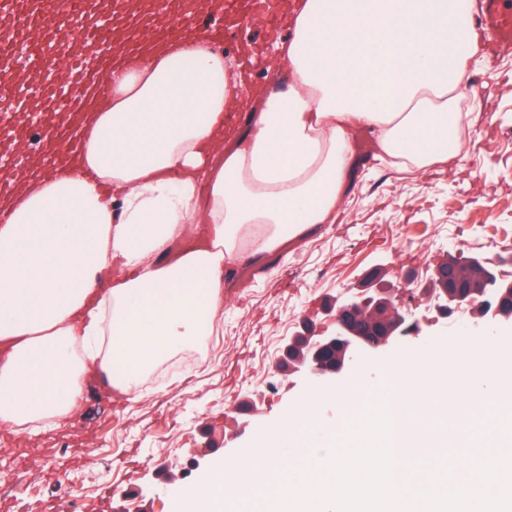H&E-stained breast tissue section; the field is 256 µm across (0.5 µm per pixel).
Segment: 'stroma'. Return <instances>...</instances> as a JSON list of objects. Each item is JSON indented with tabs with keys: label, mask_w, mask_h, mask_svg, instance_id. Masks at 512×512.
Returning <instances> with one entry per match:
<instances>
[{
	"label": "stroma",
	"mask_w": 512,
	"mask_h": 512,
	"mask_svg": "<svg viewBox=\"0 0 512 512\" xmlns=\"http://www.w3.org/2000/svg\"><path fill=\"white\" fill-rule=\"evenodd\" d=\"M272 33L240 26L233 44L250 46L244 88L261 102L282 72L260 67ZM479 118L465 140L467 151L453 165L402 171L376 157L368 132L358 130L352 147L360 172L336 223L313 237L289 244L287 254L263 267L242 265L224 275V320L208 341L203 364L176 368L165 363L148 377L137 403H117L100 390L94 375L83 380L82 408L55 428L37 424L34 434L0 435V512H108L117 495L121 512H175L176 497L199 484L210 467L259 447L284 413L310 393L324 400L317 419L339 426L344 413L335 396L346 381L317 385L290 382L275 368L282 344L302 321L328 333L332 321L323 305L349 288L403 290L402 301L420 327L407 339L411 351L447 349L458 342L456 318L475 325L470 310L459 317L435 308L431 278L449 258L482 256L512 281V55L494 74L485 64L469 67ZM243 401L254 405L255 427L225 422L224 409ZM214 442L209 468L192 465L206 442ZM38 469L12 488L21 460ZM71 495H64L61 479Z\"/></svg>",
	"instance_id": "stroma-1"
}]
</instances>
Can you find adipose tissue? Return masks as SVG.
<instances>
[{"label":"adipose tissue","mask_w":512,"mask_h":512,"mask_svg":"<svg viewBox=\"0 0 512 512\" xmlns=\"http://www.w3.org/2000/svg\"><path fill=\"white\" fill-rule=\"evenodd\" d=\"M459 0H292L263 106L195 27L152 40L72 113L75 163L24 183L0 224V430L53 423L87 372L127 402L205 343L224 268L262 265L333 223L370 131L403 169L457 157L476 39ZM245 120L226 131L229 109ZM232 147H225V140Z\"/></svg>","instance_id":"ef3b65f1"}]
</instances>
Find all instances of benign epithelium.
I'll use <instances>...</instances> for the list:
<instances>
[{
    "label": "benign epithelium",
    "mask_w": 512,
    "mask_h": 512,
    "mask_svg": "<svg viewBox=\"0 0 512 512\" xmlns=\"http://www.w3.org/2000/svg\"><path fill=\"white\" fill-rule=\"evenodd\" d=\"M431 286L443 314L463 307L474 310L485 336L512 326V314L504 307L512 298V282L500 279L495 264L483 257L447 263L445 270L434 271ZM328 315L334 324L330 334L304 321L288 338L276 362L280 373L301 381L336 383L365 359L383 356L401 338L419 333L417 322L390 289L373 296L365 288L347 289L328 307Z\"/></svg>",
    "instance_id": "obj_1"
}]
</instances>
